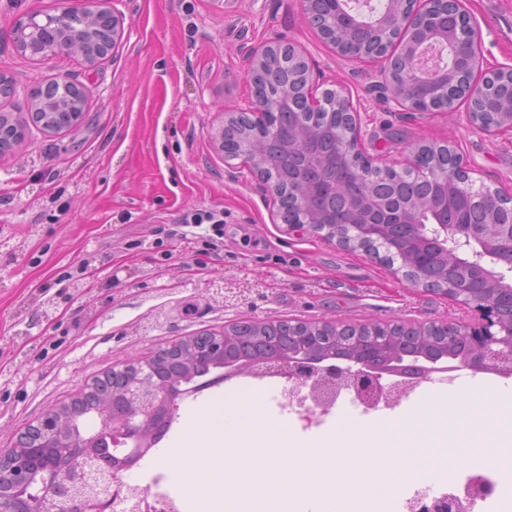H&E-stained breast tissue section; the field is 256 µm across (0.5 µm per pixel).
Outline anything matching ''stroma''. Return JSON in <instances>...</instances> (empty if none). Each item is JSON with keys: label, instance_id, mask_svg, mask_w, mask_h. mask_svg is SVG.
<instances>
[{"label": "stroma", "instance_id": "stroma-1", "mask_svg": "<svg viewBox=\"0 0 512 512\" xmlns=\"http://www.w3.org/2000/svg\"><path fill=\"white\" fill-rule=\"evenodd\" d=\"M87 0H0V71L38 86L67 74L87 87L81 124L30 126L0 157V448L113 367L173 341L244 320L468 321L470 308L414 288L373 255L284 223L277 201L215 138L252 98L246 58L281 38L352 96L362 144L384 164L417 142L448 145L470 179L512 195V131L486 136L465 105L394 112L370 66L344 58L303 17L302 0H112L124 34L89 67L33 62L14 48L15 16L83 9ZM483 65H512V0H466ZM213 213L224 225L208 247ZM224 385L178 401L165 438L124 482L149 483L185 433L184 415Z\"/></svg>", "mask_w": 512, "mask_h": 512}]
</instances>
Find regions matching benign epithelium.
<instances>
[{
    "mask_svg": "<svg viewBox=\"0 0 512 512\" xmlns=\"http://www.w3.org/2000/svg\"><path fill=\"white\" fill-rule=\"evenodd\" d=\"M111 0H90L81 11V22L75 13L64 9L51 15L31 11L16 18L11 37L18 52L32 60H44L57 54L80 57L94 66L105 57V49L116 42L124 30V22L110 6ZM437 0H385L383 10L363 13L351 6V0H303V13L312 26L336 49V22L349 31L362 32L369 42L382 41L385 49L366 51L354 60L375 65V87L400 112H421L416 93L421 88H436L448 92L454 87L453 100H465L471 105L481 100L492 81L499 79L505 93L512 98V66L484 71L480 60L482 33L465 8L464 0H448V6L468 23L472 34L474 55L465 60L455 50L454 30L430 29L428 13ZM291 53L295 67L282 65L285 53ZM247 74L253 87L250 118L239 113L224 124L216 138L219 150L224 142L235 139L243 144L238 158L264 185L265 191L280 198L283 188L267 178V171L288 161V153H303L305 167L313 170L322 161L305 150L307 132L288 112L292 99L301 96L307 109H340L345 117L341 144L342 155L358 156L361 167L353 170L357 178L364 176L363 166L376 167V159L362 148L360 114L352 97L337 94L332 98L316 94L312 69L305 57L290 44L270 41L254 49L247 57ZM51 86L64 94L51 99L52 111L43 113L44 97L31 89L20 88L0 71V89L10 97L23 96L28 115L40 119L41 129L58 133L62 119L70 126L84 119L86 89L74 79L63 76ZM28 128L19 114L0 113V155L25 141ZM453 163L445 173L435 172L432 178L442 187L458 180L466 168L453 150H448ZM336 175L322 181L305 182L295 179L292 193L299 219L283 214L292 226L306 227L313 232H325V237L345 244L336 234V225L315 207V202L328 193L336 192ZM372 203L369 196L354 194L349 222L355 224L356 239L368 250L371 245L385 248L410 258L407 267L400 269L402 277L413 288L428 286L436 281L434 270L438 256L456 257V264L467 269L465 276L448 272L449 287L444 294L469 306L474 312L468 324H456L469 348L467 357L458 364L441 367L444 373L461 366L474 373L495 374L512 378V322L502 319L500 307L512 310V224H504L498 234L485 237L463 224H448L434 219L429 234L406 239H391L386 226L363 218L364 210ZM492 282L503 285L500 299H491L486 286ZM228 332L212 333L202 340L191 336L166 347V355L177 354L182 371L162 381L152 371V359L121 365L84 387V391L69 403L50 409L35 425L16 439L29 448V455L16 457L10 449H0V512H105L107 502L126 491L120 472L125 462L148 453L153 447L155 423L165 419L169 410L168 392L173 385L185 384L197 371L209 367L232 371L224 364V346ZM305 349L284 354L273 347L264 357L246 365L256 375L274 374L287 380L289 390L311 402L308 411H325L344 389H351L359 398L369 402H394L403 389L397 384H385L384 378L394 377L397 361L381 362L388 354L391 339L387 336H354L355 353L351 364L341 368L335 364L324 367L307 358L306 347L316 346V337H303ZM90 415L98 420L97 429L77 434L75 422ZM112 437V443L130 442L114 466H103L96 457L100 436ZM45 448H59L62 455L55 462L58 473L55 490L47 492L45 483H37L34 460ZM471 498L452 495L431 498L419 506L418 512H469Z\"/></svg>",
    "mask_w": 512,
    "mask_h": 512,
    "instance_id": "7a95c632",
    "label": "benign epithelium"
}]
</instances>
